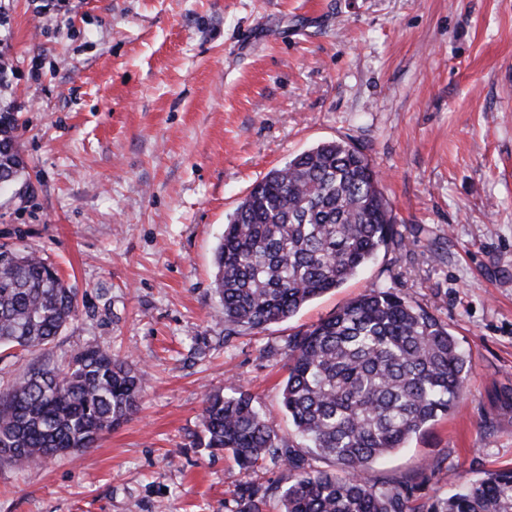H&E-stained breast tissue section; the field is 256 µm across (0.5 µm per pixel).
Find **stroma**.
Masks as SVG:
<instances>
[{
    "label": "stroma",
    "instance_id": "35a3bbf8",
    "mask_svg": "<svg viewBox=\"0 0 512 512\" xmlns=\"http://www.w3.org/2000/svg\"><path fill=\"white\" fill-rule=\"evenodd\" d=\"M22 174L0 245L34 250L78 308L48 345L0 351V390L100 346L145 372L92 448L0 465V512H281L288 471L201 441L207 393L248 391L281 433L289 337L378 286L428 309L471 365L463 392L368 470L415 512L512 468V0H0V107ZM355 143L394 242L293 317L224 337L214 249L272 168ZM237 512H260V505L267 495L266 490L246 480L239 489Z\"/></svg>",
    "mask_w": 512,
    "mask_h": 512
}]
</instances>
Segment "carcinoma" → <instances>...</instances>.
<instances>
[{"label": "carcinoma", "mask_w": 512, "mask_h": 512, "mask_svg": "<svg viewBox=\"0 0 512 512\" xmlns=\"http://www.w3.org/2000/svg\"><path fill=\"white\" fill-rule=\"evenodd\" d=\"M15 118L0 113V185L21 172ZM380 176L351 142L330 141L271 169L224 225L214 288L230 337L296 314L342 286L393 242ZM77 295L33 250L0 247V347L51 343ZM282 405L293 433L269 427L241 390L206 395L205 447L227 450L244 472L267 457L288 469L283 512H413V486L381 488L366 471L445 416L470 366L447 325L393 288H372L289 338ZM143 374L99 346L68 370L39 369L0 393V462L42 463L85 450L139 407ZM332 460L314 467L302 449ZM267 492L242 483L237 512H260ZM429 512H512V469L437 497Z\"/></svg>", "instance_id": "cac0c4a2"}]
</instances>
